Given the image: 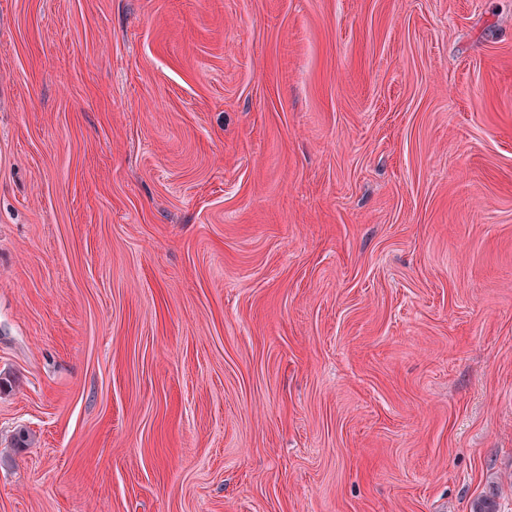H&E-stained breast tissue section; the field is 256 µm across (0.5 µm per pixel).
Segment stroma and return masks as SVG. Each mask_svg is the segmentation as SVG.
<instances>
[{"instance_id": "1", "label": "stroma", "mask_w": 512, "mask_h": 512, "mask_svg": "<svg viewBox=\"0 0 512 512\" xmlns=\"http://www.w3.org/2000/svg\"><path fill=\"white\" fill-rule=\"evenodd\" d=\"M0 512H512V0H0Z\"/></svg>"}]
</instances>
